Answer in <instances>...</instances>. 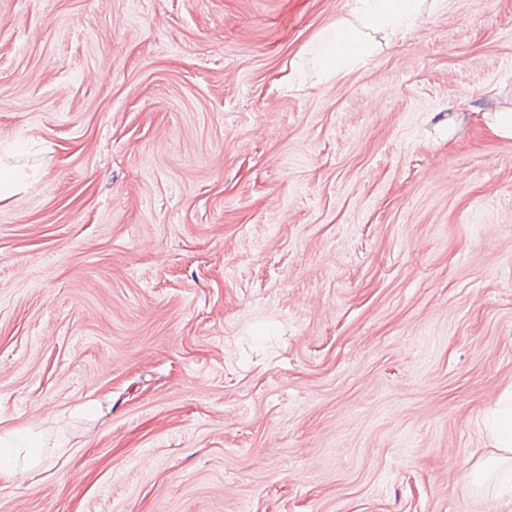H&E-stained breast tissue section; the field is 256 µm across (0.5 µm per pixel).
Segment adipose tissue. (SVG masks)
<instances>
[{
	"instance_id": "obj_1",
	"label": "adipose tissue",
	"mask_w": 512,
	"mask_h": 512,
	"mask_svg": "<svg viewBox=\"0 0 512 512\" xmlns=\"http://www.w3.org/2000/svg\"><path fill=\"white\" fill-rule=\"evenodd\" d=\"M425 0H352L351 19L319 31L310 49L321 70L328 75H345L365 63L372 53L370 33L381 32L397 40L421 17ZM494 431L498 456L489 458L484 472L504 470L502 492L512 493V404L497 409ZM41 462L40 450L21 429L0 433V473L24 477Z\"/></svg>"
}]
</instances>
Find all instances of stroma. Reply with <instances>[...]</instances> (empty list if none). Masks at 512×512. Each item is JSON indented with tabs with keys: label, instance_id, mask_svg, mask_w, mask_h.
<instances>
[{
	"label": "stroma",
	"instance_id": "1",
	"mask_svg": "<svg viewBox=\"0 0 512 512\" xmlns=\"http://www.w3.org/2000/svg\"><path fill=\"white\" fill-rule=\"evenodd\" d=\"M349 7L0 0V512H512V0ZM354 22L344 19L319 31L311 52L326 75H346L371 56L369 32L402 39L422 16L425 0H352ZM25 186L24 177L18 171L0 162V203L10 200ZM494 431L498 438L499 455L489 458L483 468L474 474V479L481 478L485 473L500 470L505 467L501 490L504 494L512 495V404L504 405L496 410ZM510 483V485H509ZM37 447L24 430L14 429L0 433V473L11 478L26 476L41 463L40 450Z\"/></svg>",
	"mask_w": 512,
	"mask_h": 512
}]
</instances>
